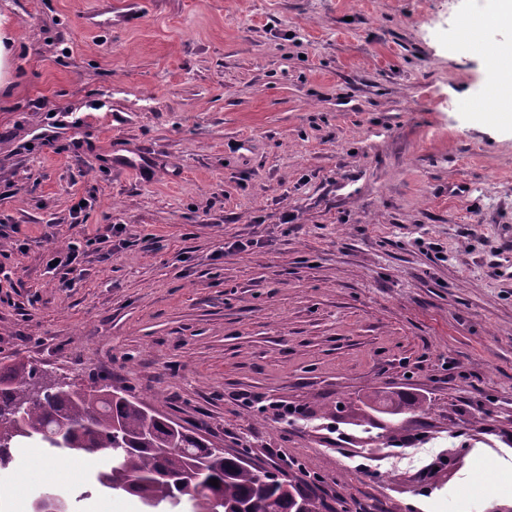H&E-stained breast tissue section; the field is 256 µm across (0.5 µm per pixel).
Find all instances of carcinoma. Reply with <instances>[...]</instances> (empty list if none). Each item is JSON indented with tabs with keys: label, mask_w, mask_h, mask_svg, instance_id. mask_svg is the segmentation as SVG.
I'll use <instances>...</instances> for the list:
<instances>
[{
	"label": "carcinoma",
	"mask_w": 512,
	"mask_h": 512,
	"mask_svg": "<svg viewBox=\"0 0 512 512\" xmlns=\"http://www.w3.org/2000/svg\"><path fill=\"white\" fill-rule=\"evenodd\" d=\"M108 391L112 396H103ZM16 414L23 416L28 434L13 431ZM61 426L67 430L57 438ZM29 441L59 450L66 459L89 448L111 454L112 466L97 474V486L134 495L149 512H297L301 501L305 512H323L319 499L301 490L298 477L286 481L289 492L262 486L240 456L214 448L155 404L101 383L82 388L68 382L61 388L30 363L0 366V470L12 464V448ZM196 468L206 491L195 497L177 478Z\"/></svg>",
	"instance_id": "carcinoma-1"
}]
</instances>
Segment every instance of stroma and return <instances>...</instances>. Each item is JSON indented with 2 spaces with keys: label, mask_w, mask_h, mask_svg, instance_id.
Masks as SVG:
<instances>
[{
  "label": "stroma",
  "mask_w": 512,
  "mask_h": 512,
  "mask_svg": "<svg viewBox=\"0 0 512 512\" xmlns=\"http://www.w3.org/2000/svg\"><path fill=\"white\" fill-rule=\"evenodd\" d=\"M120 3L0 0V361L281 451L337 512H512V121L459 39L492 0ZM109 224L62 286L48 248ZM111 464L0 512H146ZM7 17L0 14V95L11 91L13 81L10 73L11 44L13 40L6 29Z\"/></svg>",
  "instance_id": "35a3bbf8"
}]
</instances>
